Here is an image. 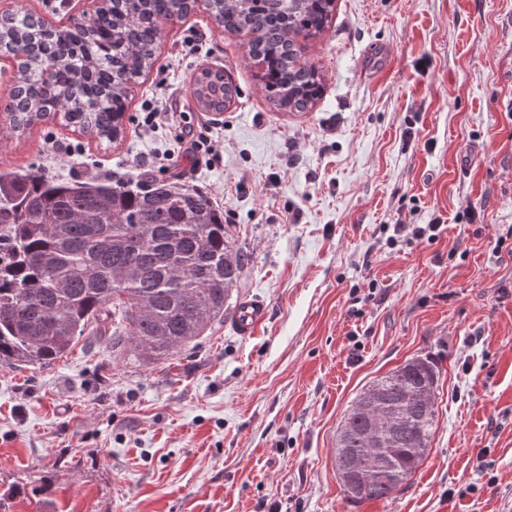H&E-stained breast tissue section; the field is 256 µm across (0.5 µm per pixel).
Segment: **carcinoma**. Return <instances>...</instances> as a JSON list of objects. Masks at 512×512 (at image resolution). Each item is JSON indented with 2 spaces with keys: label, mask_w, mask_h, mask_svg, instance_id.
Returning <instances> with one entry per match:
<instances>
[{
  "label": "carcinoma",
  "mask_w": 512,
  "mask_h": 512,
  "mask_svg": "<svg viewBox=\"0 0 512 512\" xmlns=\"http://www.w3.org/2000/svg\"><path fill=\"white\" fill-rule=\"evenodd\" d=\"M335 0H207L217 26L247 37L246 55L277 108L303 112L323 91L320 70L299 38L322 32ZM194 0H107L94 16L53 28L19 10L0 17V52L17 60L6 107L23 132L49 114L82 133L117 141L128 85L150 69L163 28ZM201 110L219 115L231 101L224 72L202 69L189 83ZM247 254L224 228V210L189 186L144 181L71 183L29 169L0 177V362L61 359L86 333L143 365L194 348L224 322ZM437 365L415 357L370 383L385 417L377 441L356 396L336 449L370 462L346 494L354 503L399 491L429 454L438 414Z\"/></svg>",
  "instance_id": "cac0c4a2"
}]
</instances>
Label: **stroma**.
<instances>
[{
	"instance_id": "stroma-1",
	"label": "stroma",
	"mask_w": 512,
	"mask_h": 512,
	"mask_svg": "<svg viewBox=\"0 0 512 512\" xmlns=\"http://www.w3.org/2000/svg\"><path fill=\"white\" fill-rule=\"evenodd\" d=\"M20 8L63 25L87 0H0ZM243 42L202 9L169 22L111 144L56 118L20 135L0 109V174L193 187L250 257L223 323L166 363L85 336L47 366L0 363V499L8 512H512V0H336L304 42L324 81L305 112L266 100ZM205 67L237 88L217 117L188 93ZM159 103L169 120L144 132ZM200 135L220 163L186 165ZM53 142L67 153L49 158ZM161 154L168 170H147ZM437 221L435 239L393 236ZM255 298L266 320L238 335ZM427 354L440 367L427 459L389 498L348 503L346 408ZM267 315V305L261 299L246 302L238 312L234 329L238 335L252 336L264 323Z\"/></svg>"
}]
</instances>
